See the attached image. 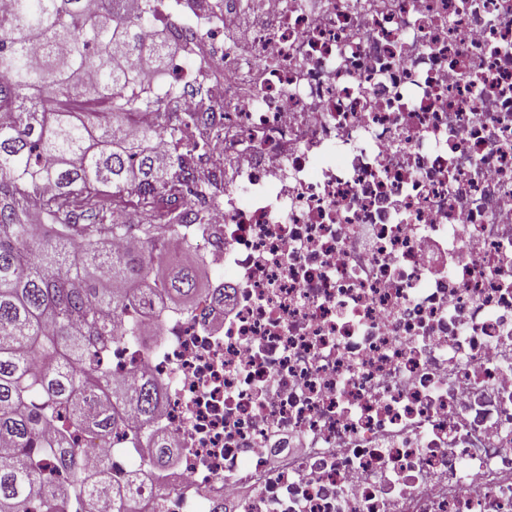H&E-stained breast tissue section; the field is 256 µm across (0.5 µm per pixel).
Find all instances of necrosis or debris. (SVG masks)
Returning a JSON list of instances; mask_svg holds the SVG:
<instances>
[{"instance_id": "1", "label": "necrosis or debris", "mask_w": 512, "mask_h": 512, "mask_svg": "<svg viewBox=\"0 0 512 512\" xmlns=\"http://www.w3.org/2000/svg\"><path fill=\"white\" fill-rule=\"evenodd\" d=\"M175 7L217 278L108 359L165 388L139 512H512V0Z\"/></svg>"}]
</instances>
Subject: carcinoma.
Returning a JSON list of instances; mask_svg holds the SVG:
<instances>
[{
  "label": "carcinoma",
  "mask_w": 512,
  "mask_h": 512,
  "mask_svg": "<svg viewBox=\"0 0 512 512\" xmlns=\"http://www.w3.org/2000/svg\"><path fill=\"white\" fill-rule=\"evenodd\" d=\"M157 6L10 0L0 15V512H134L141 483L173 454L162 383L132 386L107 364L113 342L140 336L130 312L159 318L209 294L189 262L153 278L169 225L114 224L102 201L134 195L153 212L196 184L182 154L150 147L159 132L180 145L193 117L130 92L143 62L165 67L178 34L146 35ZM148 108L158 127L131 135ZM34 209L48 223H32ZM131 235L144 247H113ZM131 414L142 428L128 445L149 449L145 466L124 485L110 484L107 461L86 473L79 436L112 440Z\"/></svg>",
  "instance_id": "carcinoma-1"
}]
</instances>
